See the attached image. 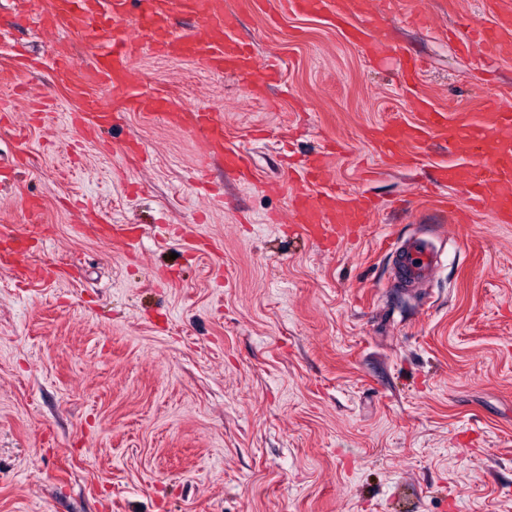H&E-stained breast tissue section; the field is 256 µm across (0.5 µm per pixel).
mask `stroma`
Listing matches in <instances>:
<instances>
[{
  "mask_svg": "<svg viewBox=\"0 0 512 512\" xmlns=\"http://www.w3.org/2000/svg\"><path fill=\"white\" fill-rule=\"evenodd\" d=\"M361 2L374 52L280 0H224L258 70L279 64L260 96L190 60L133 61L146 94L220 113L252 161L242 183L156 113L80 138L50 51L85 67V36L45 28L49 0H0L22 19L0 68L40 59L0 101L20 117L55 93L23 132L0 119V216L33 272L0 269V512H512V224L449 208L444 142L384 161L370 139L420 96L450 112L512 93V55L463 49L494 19L484 0ZM402 49L425 63L407 80ZM332 140V181L379 207L328 246L289 230L287 162ZM419 235L441 263L403 288L394 252Z\"/></svg>",
  "mask_w": 512,
  "mask_h": 512,
  "instance_id": "35a3bbf8",
  "label": "stroma"
}]
</instances>
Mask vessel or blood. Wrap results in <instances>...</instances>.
Returning <instances> with one entry per match:
<instances>
[{"instance_id": "b4317fda", "label": "vessel or blood", "mask_w": 512, "mask_h": 512, "mask_svg": "<svg viewBox=\"0 0 512 512\" xmlns=\"http://www.w3.org/2000/svg\"><path fill=\"white\" fill-rule=\"evenodd\" d=\"M128 0H51L47 21L88 34L94 49V63L88 68L73 66L61 54H54L53 67L59 81L79 99L72 126L101 129L120 119L123 113L144 108L163 113L167 121L190 136L202 140L213 154L223 157L229 171L248 170V158L224 147V124L219 113L174 109L164 95L143 97L132 81L131 64L144 53L193 60L214 73L231 72L250 79L256 62L252 51L235 36V22L224 10V0H139L138 21H130ZM294 12L325 18L346 27L347 37L363 41L372 29L348 22V0H286ZM494 20L475 31L473 39L483 53L498 58L512 53V0H491ZM195 15L198 28L178 33L172 28L175 11ZM106 87L112 97L104 105L91 96L93 87ZM414 123L383 125L376 130L380 157L391 160L409 144L433 137L447 142L463 159L462 164H442L438 180L461 190L462 207H480L501 224L512 222V106L501 101L481 105L474 112H443L426 100L417 103ZM331 153L315 156L305 167L303 184L292 200L299 231L309 238L338 241L355 232L370 209L366 200L349 203L335 191L311 192L331 165ZM398 276L413 286L427 281L440 262L434 241L426 237L403 240L396 250Z\"/></svg>"}]
</instances>
